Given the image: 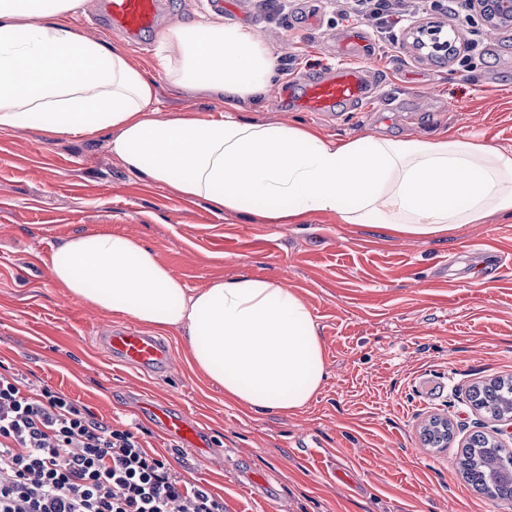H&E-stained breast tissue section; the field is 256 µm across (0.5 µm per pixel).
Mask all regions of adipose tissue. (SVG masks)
Returning <instances> with one entry per match:
<instances>
[{
	"instance_id": "adipose-tissue-1",
	"label": "adipose tissue",
	"mask_w": 512,
	"mask_h": 512,
	"mask_svg": "<svg viewBox=\"0 0 512 512\" xmlns=\"http://www.w3.org/2000/svg\"><path fill=\"white\" fill-rule=\"evenodd\" d=\"M82 0H0V130L34 126L92 138L132 173L274 224L312 213L441 237L490 215L512 216V151L471 136L336 141L297 123L246 121V102L275 85L272 49L251 29L178 23L160 36L165 80L223 100L220 118L183 111L158 118L156 83L126 51L78 36ZM55 282L94 308L174 330L194 366L226 399L255 412L295 411L320 391L324 349L305 301L266 280H217L189 292L137 240L81 233L52 253Z\"/></svg>"
}]
</instances>
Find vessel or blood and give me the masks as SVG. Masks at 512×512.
I'll return each mask as SVG.
<instances>
[{
  "instance_id": "obj_1",
  "label": "vessel or blood",
  "mask_w": 512,
  "mask_h": 512,
  "mask_svg": "<svg viewBox=\"0 0 512 512\" xmlns=\"http://www.w3.org/2000/svg\"><path fill=\"white\" fill-rule=\"evenodd\" d=\"M163 0H102L101 22L137 42L153 32L162 12ZM377 100L366 70L346 64L305 83L299 106L309 112H331L340 107L367 108ZM102 341L114 362L142 370H164L171 352L159 337L127 327L103 336ZM166 433L186 449L199 448L197 429L180 417L156 410Z\"/></svg>"
}]
</instances>
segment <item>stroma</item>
<instances>
[{
    "instance_id": "35a3bbf8",
    "label": "stroma",
    "mask_w": 512,
    "mask_h": 512,
    "mask_svg": "<svg viewBox=\"0 0 512 512\" xmlns=\"http://www.w3.org/2000/svg\"><path fill=\"white\" fill-rule=\"evenodd\" d=\"M161 27L216 20L249 27L273 49L279 80L240 116L295 121L331 139L474 135L512 149V25L470 26L437 8L401 0L381 20L347 0H165ZM99 0L72 19L82 37L125 48L155 79L159 112L219 116L221 100L188 98L157 65L158 36L131 42L95 20ZM435 20L455 31L457 53L418 56L406 35ZM370 43L362 64L396 110L343 109L322 118L286 95L350 62L343 35ZM92 139L57 138L33 127L0 131V372L49 385L98 419L134 424L146 451L187 482L207 487L224 512H512L469 488L456 455L477 431L500 423L475 408L474 386L512 376V217L464 224L445 239H413L374 224H340L331 213L302 224H267L215 212L201 200L129 172ZM136 238L185 288L247 275L293 288L312 312L327 377L304 410L255 413L191 365L188 344L159 331L172 350L167 371L113 362L100 338L130 317L95 312L55 283L53 250L78 233ZM164 406L196 425L201 446L182 450L155 421ZM448 421L447 447L422 431Z\"/></svg>"
}]
</instances>
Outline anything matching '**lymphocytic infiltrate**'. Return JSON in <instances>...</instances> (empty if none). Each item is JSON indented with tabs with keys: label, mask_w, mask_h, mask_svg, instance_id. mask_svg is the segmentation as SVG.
Returning a JSON list of instances; mask_svg holds the SVG:
<instances>
[{
	"label": "lymphocytic infiltrate",
	"mask_w": 512,
	"mask_h": 512,
	"mask_svg": "<svg viewBox=\"0 0 512 512\" xmlns=\"http://www.w3.org/2000/svg\"><path fill=\"white\" fill-rule=\"evenodd\" d=\"M0 512H224V502L149 455L132 429L0 373Z\"/></svg>",
	"instance_id": "f902f5d3"
}]
</instances>
